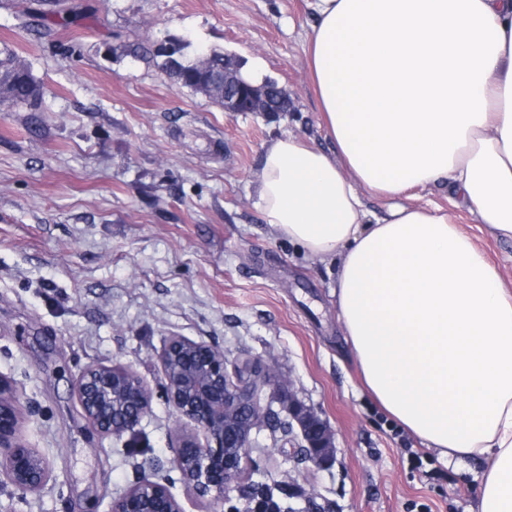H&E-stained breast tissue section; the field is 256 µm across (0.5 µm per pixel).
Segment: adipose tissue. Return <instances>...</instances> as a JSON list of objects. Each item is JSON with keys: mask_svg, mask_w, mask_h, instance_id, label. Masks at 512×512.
<instances>
[{"mask_svg": "<svg viewBox=\"0 0 512 512\" xmlns=\"http://www.w3.org/2000/svg\"><path fill=\"white\" fill-rule=\"evenodd\" d=\"M308 68L337 156L264 148L267 224L337 257L336 300L364 382L406 430L481 457L477 512H512V290L419 192L450 184L512 238V0H313ZM389 199L370 220L363 193Z\"/></svg>", "mask_w": 512, "mask_h": 512, "instance_id": "adipose-tissue-1", "label": "adipose tissue"}]
</instances>
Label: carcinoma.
<instances>
[{"mask_svg":"<svg viewBox=\"0 0 512 512\" xmlns=\"http://www.w3.org/2000/svg\"><path fill=\"white\" fill-rule=\"evenodd\" d=\"M161 68L176 85L201 94L219 105H224V52L217 49H198L186 40L179 56L172 62L165 60ZM39 84L29 66L17 59L8 49L0 50V106L22 107L38 94ZM271 109L290 111L288 94L277 82L269 88Z\"/></svg>","mask_w":512,"mask_h":512,"instance_id":"1","label":"carcinoma"}]
</instances>
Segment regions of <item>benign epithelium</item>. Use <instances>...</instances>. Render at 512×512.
<instances>
[{"mask_svg": "<svg viewBox=\"0 0 512 512\" xmlns=\"http://www.w3.org/2000/svg\"><path fill=\"white\" fill-rule=\"evenodd\" d=\"M224 81V111H241L240 92L248 93L251 107L261 106L267 84L254 85L235 78L236 91ZM165 397L176 414L203 431L205 442L193 435L181 437L172 463L194 498L212 506L237 492L242 508L228 512H264V500L255 497L251 479L252 433L281 410L288 413V433L297 442L290 459L302 458L317 470L336 462L334 432L312 407L301 401L291 382L272 369L229 362L216 348L182 336L169 339L160 355ZM77 399L84 417L103 436L133 434L150 409L151 395L131 369L121 364L91 365L78 377ZM278 404L279 410L273 409ZM21 414L14 382L0 374V478L23 493L37 492L52 477L48 458L27 447L19 436ZM271 488L305 506L292 512H328L312 490L274 481ZM109 512H185L168 486L143 476Z\"/></svg>", "mask_w": 512, "mask_h": 512, "instance_id": "1", "label": "benign epithelium"}]
</instances>
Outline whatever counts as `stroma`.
<instances>
[{
    "instance_id": "obj_1",
    "label": "stroma",
    "mask_w": 512,
    "mask_h": 512,
    "mask_svg": "<svg viewBox=\"0 0 512 512\" xmlns=\"http://www.w3.org/2000/svg\"><path fill=\"white\" fill-rule=\"evenodd\" d=\"M30 2L0 0V48L41 83L35 106L0 111V374L22 389L20 436L54 477L27 494L0 482V512H108L145 474L205 512L171 464L191 429L164 396L173 336L273 367L332 428L337 462L323 471L289 462L287 436L261 429L256 479L294 480L336 512H475L484 461H448L378 405L339 318L335 263L273 233L255 204L270 140L337 152L308 74L310 0H66L69 16L28 28ZM172 36L260 64L292 111L231 116L174 86L155 55ZM128 41L147 57H116ZM424 195L512 289V239L449 188ZM115 362L152 391L119 438L89 428L75 393L87 366Z\"/></svg>"
}]
</instances>
